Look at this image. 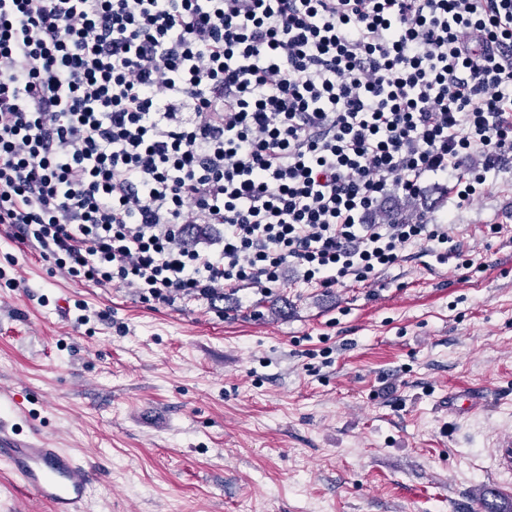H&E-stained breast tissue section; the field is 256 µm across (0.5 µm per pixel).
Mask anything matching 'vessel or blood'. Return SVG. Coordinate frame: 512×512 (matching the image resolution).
<instances>
[{"instance_id": "b4317fda", "label": "vessel or blood", "mask_w": 512, "mask_h": 512, "mask_svg": "<svg viewBox=\"0 0 512 512\" xmlns=\"http://www.w3.org/2000/svg\"><path fill=\"white\" fill-rule=\"evenodd\" d=\"M487 404L488 395L480 390L448 395V410L455 414L482 410ZM0 462L51 512H87L98 475L85 467L79 454L46 447L39 435L20 436L0 421Z\"/></svg>"}]
</instances>
